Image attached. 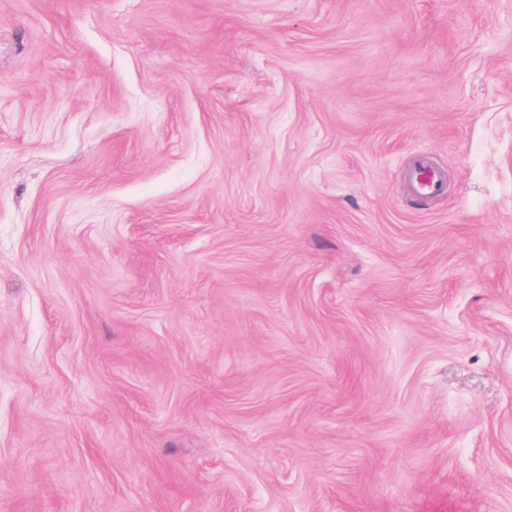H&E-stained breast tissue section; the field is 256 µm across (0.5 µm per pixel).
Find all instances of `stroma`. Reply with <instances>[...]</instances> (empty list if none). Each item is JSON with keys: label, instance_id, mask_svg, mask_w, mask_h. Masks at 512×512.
I'll return each mask as SVG.
<instances>
[{"label": "stroma", "instance_id": "35a3bbf8", "mask_svg": "<svg viewBox=\"0 0 512 512\" xmlns=\"http://www.w3.org/2000/svg\"><path fill=\"white\" fill-rule=\"evenodd\" d=\"M0 512H512V0H0ZM442 178L439 171L426 160H419L411 177V189L420 198H429L441 188Z\"/></svg>", "mask_w": 512, "mask_h": 512}]
</instances>
